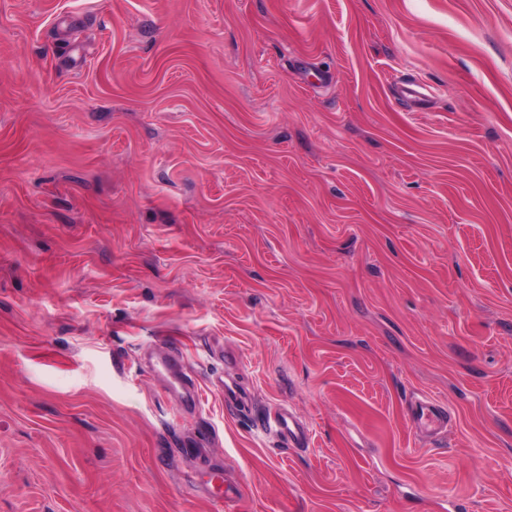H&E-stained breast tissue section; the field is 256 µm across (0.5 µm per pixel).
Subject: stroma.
Returning <instances> with one entry per match:
<instances>
[{"mask_svg": "<svg viewBox=\"0 0 512 512\" xmlns=\"http://www.w3.org/2000/svg\"><path fill=\"white\" fill-rule=\"evenodd\" d=\"M448 500L512 512V0H0V512ZM448 409L430 395L410 403L408 423L419 437H437L448 427ZM262 427L289 448H307L310 431L291 411L275 408L261 421Z\"/></svg>", "mask_w": 512, "mask_h": 512, "instance_id": "obj_1", "label": "stroma"}]
</instances>
